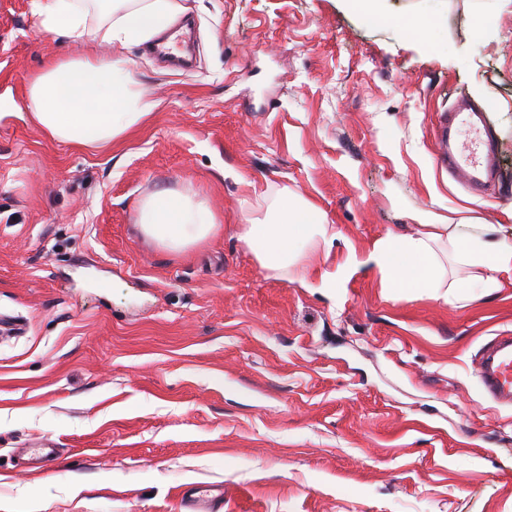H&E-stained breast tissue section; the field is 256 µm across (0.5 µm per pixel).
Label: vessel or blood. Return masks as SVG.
Returning a JSON list of instances; mask_svg holds the SVG:
<instances>
[{
	"mask_svg": "<svg viewBox=\"0 0 512 512\" xmlns=\"http://www.w3.org/2000/svg\"><path fill=\"white\" fill-rule=\"evenodd\" d=\"M437 157L445 168L472 188H480L498 170L496 138L484 112L455 105L443 115ZM478 376L487 397L499 407L512 408V332L503 331L477 354ZM223 493L193 486L183 493L189 512H219Z\"/></svg>",
	"mask_w": 512,
	"mask_h": 512,
	"instance_id": "vessel-or-blood-1",
	"label": "vessel or blood"
}]
</instances>
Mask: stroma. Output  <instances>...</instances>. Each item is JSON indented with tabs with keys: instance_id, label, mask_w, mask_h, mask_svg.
Segmentation results:
<instances>
[{
	"instance_id": "stroma-1",
	"label": "stroma",
	"mask_w": 512,
	"mask_h": 512,
	"mask_svg": "<svg viewBox=\"0 0 512 512\" xmlns=\"http://www.w3.org/2000/svg\"><path fill=\"white\" fill-rule=\"evenodd\" d=\"M177 2L190 65L128 48L158 106L89 150L49 139L26 99L77 45L33 0H0V314L25 325L0 335V504L185 512L199 484L223 487L220 512H512V410L475 371L512 331L511 274L451 304L370 268L305 288L238 239L285 191L336 234L303 255L316 275L428 212L512 244V0H378L376 21L347 0ZM459 98L498 140L480 196L436 164ZM163 188L206 200L217 232L180 252L147 238L137 210ZM23 448L60 459L26 470Z\"/></svg>"
}]
</instances>
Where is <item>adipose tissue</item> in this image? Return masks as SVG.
I'll use <instances>...</instances> for the list:
<instances>
[{
	"label": "adipose tissue",
	"instance_id": "ef3b65f1",
	"mask_svg": "<svg viewBox=\"0 0 512 512\" xmlns=\"http://www.w3.org/2000/svg\"><path fill=\"white\" fill-rule=\"evenodd\" d=\"M178 9L176 0H35L44 31L73 40L92 27L111 53L83 50L47 63L27 88L32 121L54 141L89 149L111 143L144 121L156 102L134 79L124 51L163 32ZM418 221L415 234L387 235L362 257L349 252L336 272L320 274L319 287H336L370 266L403 298L439 289L444 302L451 303L469 297L470 284L457 281L452 292L444 291L443 256L489 270L483 283L489 291L498 286L497 273L512 272L511 245L449 230L427 215ZM138 222L144 235L172 252L204 242L217 228L206 201L172 189L146 197ZM335 238L316 207L285 194L272 200L266 219H250L240 233L260 267L279 273L296 267L309 246L327 248Z\"/></svg>",
	"mask_w": 512,
	"mask_h": 512
}]
</instances>
